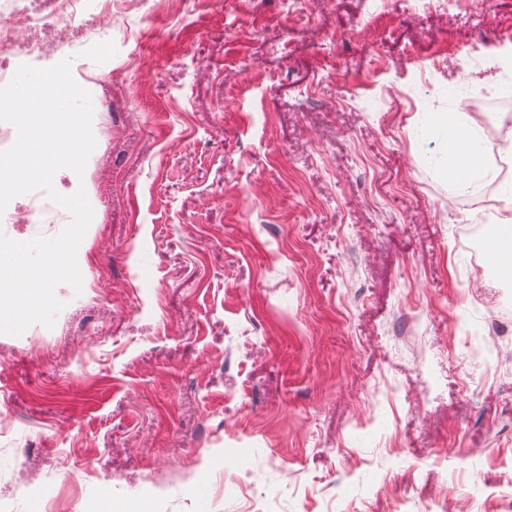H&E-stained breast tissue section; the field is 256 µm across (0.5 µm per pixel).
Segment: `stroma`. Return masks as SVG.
I'll return each mask as SVG.
<instances>
[{
	"label": "stroma",
	"mask_w": 512,
	"mask_h": 512,
	"mask_svg": "<svg viewBox=\"0 0 512 512\" xmlns=\"http://www.w3.org/2000/svg\"><path fill=\"white\" fill-rule=\"evenodd\" d=\"M112 43L82 288L0 334V512H512V277L442 122L512 0H126Z\"/></svg>",
	"instance_id": "stroma-1"
}]
</instances>
